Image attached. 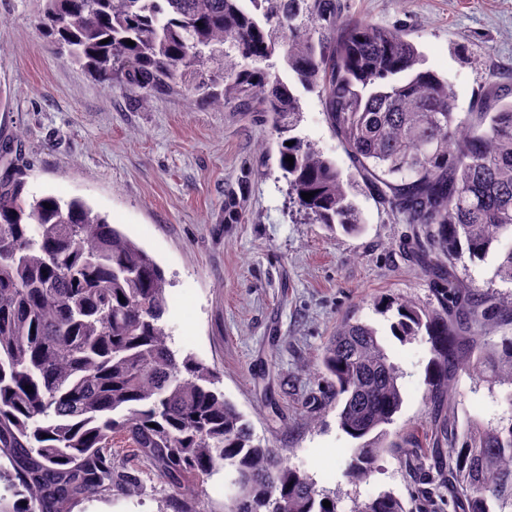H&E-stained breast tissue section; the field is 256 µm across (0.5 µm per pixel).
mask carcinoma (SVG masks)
Here are the masks:
<instances>
[{"label":"carcinoma","mask_w":512,"mask_h":512,"mask_svg":"<svg viewBox=\"0 0 512 512\" xmlns=\"http://www.w3.org/2000/svg\"><path fill=\"white\" fill-rule=\"evenodd\" d=\"M39 25L59 54L141 106L178 88L201 106L260 113L290 198L314 223L360 233L361 191L413 225L437 305L398 299L381 310L395 311L401 341L429 345L423 440L389 441L401 371L365 322H341L317 358L320 410L340 406L339 429L361 441L346 459L350 483L390 453L416 477L424 508L436 496L453 512H512V417L473 418L461 434L453 417L465 363L507 387L512 406V336L490 337L512 323V297L455 271L499 248L495 277L512 284V85L489 80L459 116L454 85L422 68L408 33L351 15L343 0H43ZM277 54L286 80L270 63ZM300 88L317 94L357 177L297 134ZM167 309L164 272L142 247L82 199L28 197L0 165V481L11 491L0 512L135 496L140 470L124 454L153 468L177 512H201L199 483L221 472L233 486L224 512H340L294 449L255 436L215 368L169 345ZM348 512L409 510L388 490L352 498Z\"/></svg>","instance_id":"1"}]
</instances>
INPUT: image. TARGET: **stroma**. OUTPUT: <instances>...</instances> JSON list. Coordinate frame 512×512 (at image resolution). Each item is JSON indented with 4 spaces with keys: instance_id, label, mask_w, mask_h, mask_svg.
<instances>
[{
    "instance_id": "35a3bbf8",
    "label": "stroma",
    "mask_w": 512,
    "mask_h": 512,
    "mask_svg": "<svg viewBox=\"0 0 512 512\" xmlns=\"http://www.w3.org/2000/svg\"><path fill=\"white\" fill-rule=\"evenodd\" d=\"M40 0H0V142L20 135L16 168L29 194L85 199L162 267L172 346L216 368L225 396L256 436L295 451L318 486L343 500L391 490L410 500L413 476L391 455L367 482L343 471L355 440L335 410L308 418L323 384L310 373L337 324L353 317L378 330L402 372L401 409L388 430L424 427V341L400 342L379 313L384 297L433 302L429 280L407 256L412 228L396 223L368 195L357 204L365 230L329 235L289 208L277 157L263 158L267 124L253 112L201 107L181 91L146 106L108 89L58 56L43 38ZM351 14L408 31L425 68L448 78L459 112L469 111L492 76L512 77V0H347ZM299 134L351 173L318 97L301 96ZM249 181H242V174ZM242 206L238 222L224 204ZM455 417L465 424L512 414L504 389L467 372L456 379ZM278 407L270 420L265 401ZM140 494L115 495L74 512H176L170 490L151 471Z\"/></svg>"
}]
</instances>
